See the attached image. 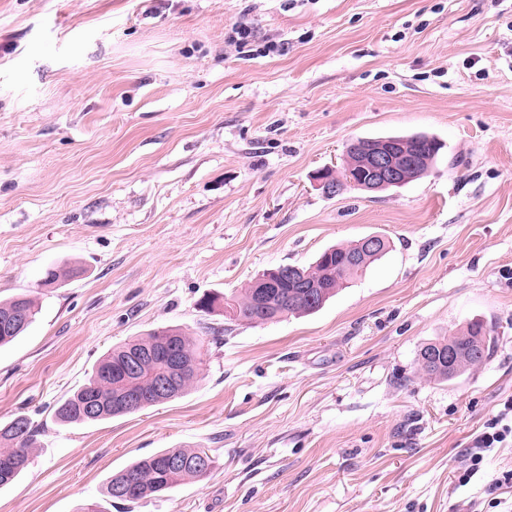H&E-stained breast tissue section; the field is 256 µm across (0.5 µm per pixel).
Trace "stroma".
<instances>
[{"label":"stroma","instance_id":"35a3bbf8","mask_svg":"<svg viewBox=\"0 0 512 512\" xmlns=\"http://www.w3.org/2000/svg\"><path fill=\"white\" fill-rule=\"evenodd\" d=\"M244 21L285 54L224 42ZM428 132L432 175L322 192L359 137ZM391 247L317 313L205 314L283 264ZM51 266L75 269L40 287ZM38 314L0 348V425L30 465L0 512H512V0H0V298ZM496 347L452 382L428 342ZM177 326L205 364L183 397L64 424L55 409L130 337ZM167 448L215 466L133 505L113 474ZM454 349L457 359L452 370ZM494 341L486 325L480 321L470 322L466 328L448 338L443 337L422 347L417 358V367L422 375L438 381H449L484 363L493 353ZM423 353L441 355V360L427 364Z\"/></svg>","mask_w":512,"mask_h":512}]
</instances>
